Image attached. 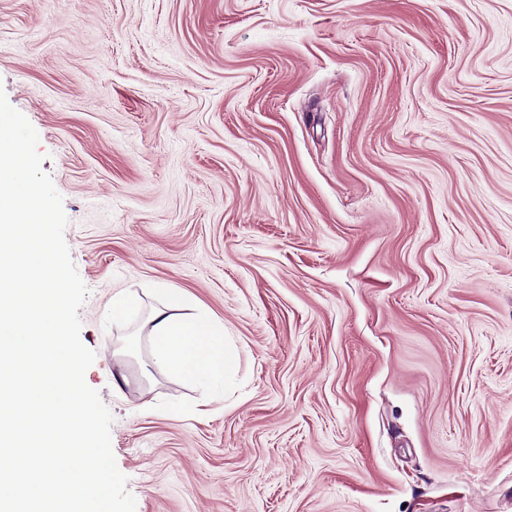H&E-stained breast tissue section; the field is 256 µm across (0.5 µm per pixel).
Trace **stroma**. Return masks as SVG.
<instances>
[{"label": "stroma", "mask_w": 512, "mask_h": 512, "mask_svg": "<svg viewBox=\"0 0 512 512\" xmlns=\"http://www.w3.org/2000/svg\"><path fill=\"white\" fill-rule=\"evenodd\" d=\"M0 89L136 512H512V0H0ZM186 302L170 293L167 303L150 316L152 364L198 384H213L229 364L224 350V325L199 315L178 314Z\"/></svg>", "instance_id": "35a3bbf8"}]
</instances>
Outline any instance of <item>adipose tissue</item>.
Here are the masks:
<instances>
[{
	"label": "adipose tissue",
	"instance_id": "1",
	"mask_svg": "<svg viewBox=\"0 0 512 512\" xmlns=\"http://www.w3.org/2000/svg\"><path fill=\"white\" fill-rule=\"evenodd\" d=\"M183 294H170L167 303L150 316L152 363L198 384L215 383L229 363L224 349V326L199 315L180 316Z\"/></svg>",
	"mask_w": 512,
	"mask_h": 512
}]
</instances>
